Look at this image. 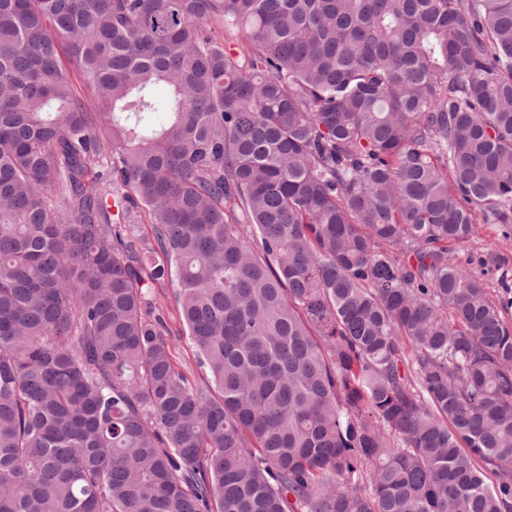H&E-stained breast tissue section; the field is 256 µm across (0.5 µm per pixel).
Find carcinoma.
I'll use <instances>...</instances> for the list:
<instances>
[{"mask_svg": "<svg viewBox=\"0 0 512 512\" xmlns=\"http://www.w3.org/2000/svg\"><path fill=\"white\" fill-rule=\"evenodd\" d=\"M480 220L512 0H0V512H512ZM175 359L178 365L186 372L190 371L192 377L195 380L200 381L205 374L202 369H199L196 365L194 358V349L188 340L187 336H181L179 340H175Z\"/></svg>", "mask_w": 512, "mask_h": 512, "instance_id": "cac0c4a2", "label": "carcinoma"}]
</instances>
